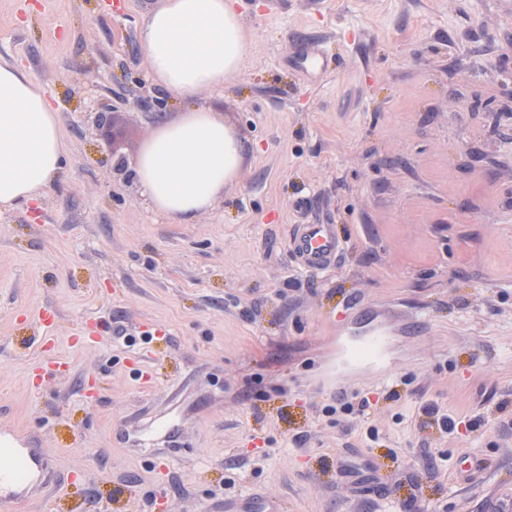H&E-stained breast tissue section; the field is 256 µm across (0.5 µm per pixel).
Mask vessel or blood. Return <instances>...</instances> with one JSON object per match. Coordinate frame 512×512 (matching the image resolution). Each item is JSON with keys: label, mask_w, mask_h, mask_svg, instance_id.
<instances>
[{"label": "vessel or blood", "mask_w": 512, "mask_h": 512, "mask_svg": "<svg viewBox=\"0 0 512 512\" xmlns=\"http://www.w3.org/2000/svg\"><path fill=\"white\" fill-rule=\"evenodd\" d=\"M295 63L301 70H314L316 77L330 72L333 59L320 44L311 42ZM288 249L297 265L309 272H324L338 266L347 249L346 240L332 224H296L290 231ZM387 314L344 306L336 326V346L324 373L325 384L343 389L360 372L378 379L390 376ZM181 428L176 413H163L142 423L136 441L142 445L175 447ZM53 472L39 443L20 433L8 422H0V503H9L48 487ZM216 512H283L277 497L264 491L225 499Z\"/></svg>", "instance_id": "obj_1"}]
</instances>
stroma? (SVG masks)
Instances as JSON below:
<instances>
[{"mask_svg":"<svg viewBox=\"0 0 512 512\" xmlns=\"http://www.w3.org/2000/svg\"><path fill=\"white\" fill-rule=\"evenodd\" d=\"M160 3L0 0V61L46 90L66 150L57 184L0 212V420L39 437L55 472L4 512H160L150 451L125 442L127 420L164 410L190 377L168 512H208L218 486L266 487L284 512H458L465 499L479 512L512 489V0H238L247 62L198 99L223 113L244 162L235 189L183 224L152 212L135 175L113 174L91 123L112 93L165 98L159 120L119 107L133 162L186 107L152 80L139 40ZM311 40L338 60L317 83L292 63ZM303 221L346 238L337 268L297 266L288 236ZM349 301L398 314L400 398L371 412V449L322 415L334 393L316 387ZM404 312L425 331L404 335ZM143 324L148 388L122 344ZM83 333L98 346H81ZM51 358L69 365L56 382L38 372ZM432 401L479 428L415 433L409 420ZM253 432L267 455L244 466ZM298 438L309 456L294 453ZM466 454L491 467L464 487ZM368 456L403 483L350 502L337 463Z\"/></svg>","mask_w":512,"mask_h":512,"instance_id":"stroma-1","label":"stroma"}]
</instances>
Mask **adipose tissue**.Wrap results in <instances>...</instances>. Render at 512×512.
<instances>
[{
    "instance_id": "1",
    "label": "adipose tissue",
    "mask_w": 512,
    "mask_h": 512,
    "mask_svg": "<svg viewBox=\"0 0 512 512\" xmlns=\"http://www.w3.org/2000/svg\"><path fill=\"white\" fill-rule=\"evenodd\" d=\"M236 0H162L140 27L152 79L189 106L158 129L136 160L152 211L183 223L235 187L243 146L222 113L196 103L244 66L249 47ZM65 146L40 83L0 62V210L26 203L58 180Z\"/></svg>"
}]
</instances>
